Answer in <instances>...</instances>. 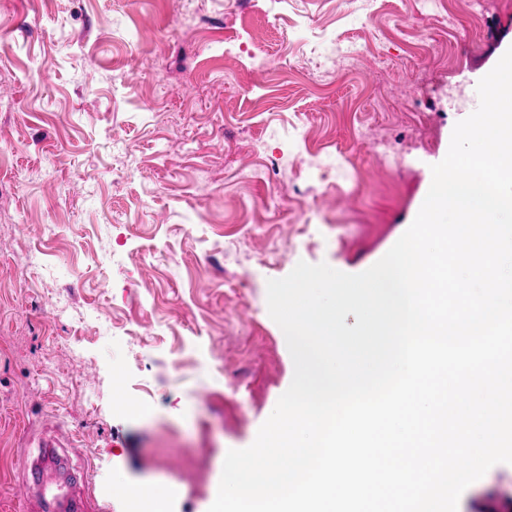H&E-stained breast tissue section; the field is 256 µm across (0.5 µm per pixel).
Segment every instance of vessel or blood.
<instances>
[{
    "label": "vessel or blood",
    "instance_id": "vessel-or-blood-1",
    "mask_svg": "<svg viewBox=\"0 0 512 512\" xmlns=\"http://www.w3.org/2000/svg\"><path fill=\"white\" fill-rule=\"evenodd\" d=\"M25 497L22 512H90L91 497L85 478L71 476L67 460L55 449L42 448L23 461Z\"/></svg>",
    "mask_w": 512,
    "mask_h": 512
}]
</instances>
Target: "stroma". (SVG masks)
I'll list each match as a JSON object with an SVG mask.
<instances>
[{"mask_svg":"<svg viewBox=\"0 0 512 512\" xmlns=\"http://www.w3.org/2000/svg\"><path fill=\"white\" fill-rule=\"evenodd\" d=\"M442 2L467 49L417 0H378L371 25L363 0H0V512L45 443L72 449L98 512L168 484V512H208L293 379L268 280L379 261L512 47L502 0L477 21ZM344 39L356 65L330 53ZM263 140L297 166L253 178ZM51 296L87 324L50 317Z\"/></svg>","mask_w":512,"mask_h":512,"instance_id":"1","label":"stroma"}]
</instances>
